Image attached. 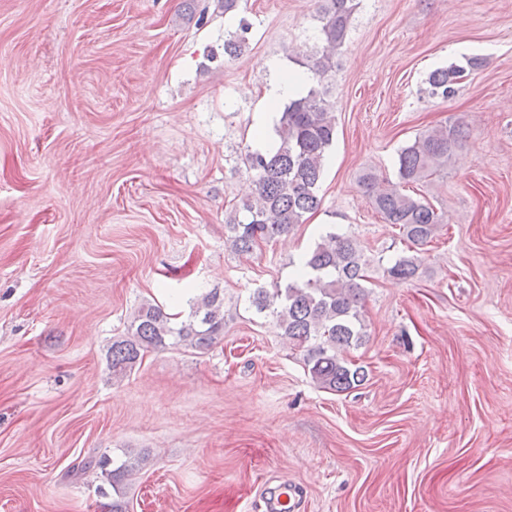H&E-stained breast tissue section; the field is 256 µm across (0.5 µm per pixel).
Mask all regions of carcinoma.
I'll return each mask as SVG.
<instances>
[{"label":"carcinoma","mask_w":512,"mask_h":512,"mask_svg":"<svg viewBox=\"0 0 512 512\" xmlns=\"http://www.w3.org/2000/svg\"><path fill=\"white\" fill-rule=\"evenodd\" d=\"M357 6L358 0H320L322 46L306 63L315 85L284 105L275 127V149L248 150L244 155L251 190L225 224V244L238 255H250L262 244L288 234L321 204L324 162L336 140L333 103L327 99L323 82L336 68V54L348 37ZM481 64V59L472 58L465 67L432 71L427 79L430 94L443 98L454 95L466 69ZM460 145L458 128L435 127L401 149L399 182L384 180L370 169L360 176L359 185L374 209L386 223L399 227L403 240L415 249L411 255L398 256L386 268L389 277H415L419 250L432 242L443 223L433 206L405 193L401 185L424 181L447 167L448 158ZM366 266L357 242L328 231L306 254L295 280L283 287L257 288L248 298L249 307L272 318L278 335L302 353L308 374L323 389L345 392L364 380V370L352 367L344 353L365 341ZM175 318L159 305L140 306L127 335L113 340L108 350L113 374H125L151 350L177 345L201 352L210 349L224 334V299L211 290L193 300L187 320L176 324ZM146 462L145 456L128 454L122 459L95 455L81 460L67 474L99 472L112 487L111 512H126L125 482Z\"/></svg>","instance_id":"1"}]
</instances>
